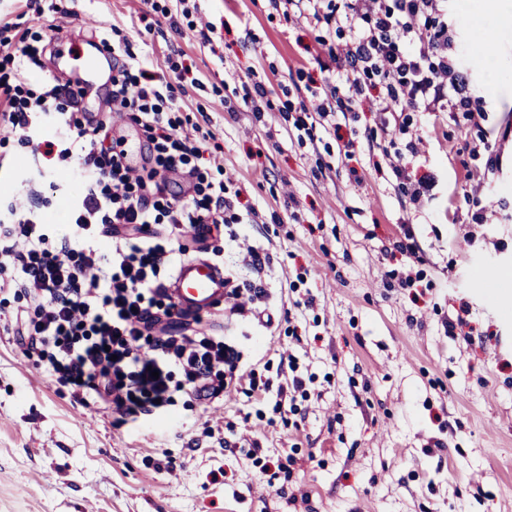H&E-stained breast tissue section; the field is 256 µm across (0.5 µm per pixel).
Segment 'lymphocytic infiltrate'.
<instances>
[{"instance_id": "f902f5d3", "label": "lymphocytic infiltrate", "mask_w": 512, "mask_h": 512, "mask_svg": "<svg viewBox=\"0 0 512 512\" xmlns=\"http://www.w3.org/2000/svg\"><path fill=\"white\" fill-rule=\"evenodd\" d=\"M288 2L326 35L343 39L328 54L345 70L348 92L335 108L315 106L320 120L352 111L363 75L379 79L370 107L385 124L408 112L469 111L446 0ZM24 8L42 24L28 27L12 12L0 14V119L19 130L16 140L0 139V164L24 149L40 168L77 172L80 186L70 235L42 222L48 197L1 208L0 293L17 288L26 297L15 335L78 401L110 405L121 426L166 413L179 393L214 403L242 380L259 390L255 375L239 371L233 347L196 333L167 292L174 266L188 253L187 226L217 230L227 221L224 168L203 160L212 132L180 116L173 86L137 60L127 36L106 37L115 68L111 108L142 129L148 146L141 169L126 166L108 116L87 124L66 85L35 79L56 30L50 18L62 5L24 0ZM45 116L55 117L59 137L33 141L29 130ZM172 173L187 178V201L172 195Z\"/></svg>"}]
</instances>
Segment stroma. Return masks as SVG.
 I'll return each instance as SVG.
<instances>
[{
	"label": "stroma",
	"mask_w": 512,
	"mask_h": 512,
	"mask_svg": "<svg viewBox=\"0 0 512 512\" xmlns=\"http://www.w3.org/2000/svg\"><path fill=\"white\" fill-rule=\"evenodd\" d=\"M74 9L78 25L58 20L74 50L116 27L221 145L238 222L207 244L267 298L258 317L225 307L198 329L224 335L269 388L237 384L214 410L182 395L164 415L115 426L111 408L79 403L26 355L9 297L0 512H512V24L486 0H448L470 112L414 113L403 135L361 104L308 132L302 105L333 102L346 75L321 70L318 29L284 0ZM474 25L498 31L491 85L468 53ZM258 84L265 97L246 106ZM413 137L410 177L435 181L417 202L391 166ZM37 176L56 186L44 222L69 233L71 175L36 173L22 152L0 166V198ZM249 246L270 258L262 275L244 267ZM296 375L306 396L286 391Z\"/></svg>",
	"instance_id": "1"
}]
</instances>
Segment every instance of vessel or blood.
I'll return each instance as SVG.
<instances>
[{"instance_id":"obj_1","label":"vessel or blood","mask_w":512,"mask_h":512,"mask_svg":"<svg viewBox=\"0 0 512 512\" xmlns=\"http://www.w3.org/2000/svg\"><path fill=\"white\" fill-rule=\"evenodd\" d=\"M87 46L89 54L84 58L82 67L76 69L70 85L79 102L98 80L112 72V54L103 41L93 38L88 40ZM168 292L179 313L204 317L216 312L224 303V271L205 257L181 262Z\"/></svg>"}]
</instances>
